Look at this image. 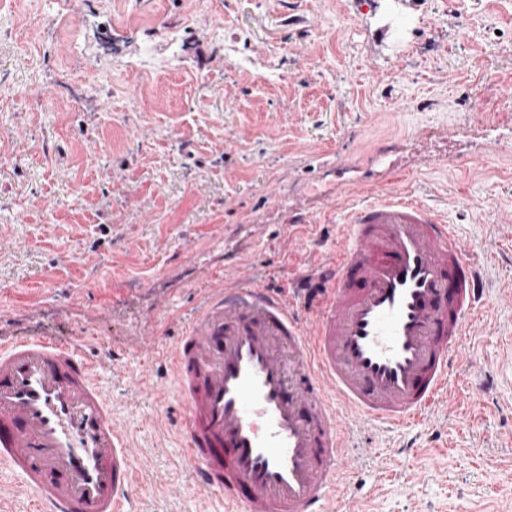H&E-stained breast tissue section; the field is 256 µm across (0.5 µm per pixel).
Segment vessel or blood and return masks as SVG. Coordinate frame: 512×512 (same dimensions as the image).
I'll list each match as a JSON object with an SVG mask.
<instances>
[{
	"instance_id": "1",
	"label": "vessel or blood",
	"mask_w": 512,
	"mask_h": 512,
	"mask_svg": "<svg viewBox=\"0 0 512 512\" xmlns=\"http://www.w3.org/2000/svg\"><path fill=\"white\" fill-rule=\"evenodd\" d=\"M303 296L244 281L201 294L165 355L183 465L224 512H345L349 424L404 427L448 401L491 307L455 225L390 189L353 210ZM82 341L0 344V465L36 512H128L134 460Z\"/></svg>"
}]
</instances>
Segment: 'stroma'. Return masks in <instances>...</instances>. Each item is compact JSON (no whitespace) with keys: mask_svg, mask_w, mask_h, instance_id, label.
<instances>
[{"mask_svg":"<svg viewBox=\"0 0 512 512\" xmlns=\"http://www.w3.org/2000/svg\"><path fill=\"white\" fill-rule=\"evenodd\" d=\"M390 164L499 301L448 408L349 432L348 505L512 512V0H0V341L120 354L132 512H224L136 384L173 385L144 343L225 278L296 287L341 247L342 180Z\"/></svg>","mask_w":512,"mask_h":512,"instance_id":"1","label":"stroma"}]
</instances>
